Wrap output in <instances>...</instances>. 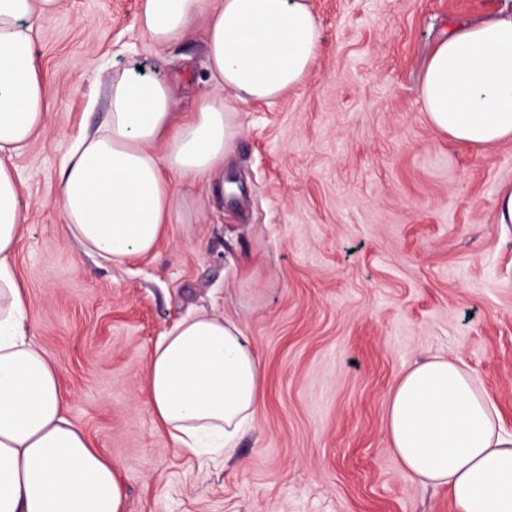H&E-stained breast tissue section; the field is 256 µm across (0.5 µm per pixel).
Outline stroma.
Masks as SVG:
<instances>
[{"mask_svg": "<svg viewBox=\"0 0 512 512\" xmlns=\"http://www.w3.org/2000/svg\"><path fill=\"white\" fill-rule=\"evenodd\" d=\"M321 50L302 86L240 105L232 185L190 231L115 267L82 253L53 206L103 63L170 75L192 111L208 72L200 31L154 49L139 0H64L37 50L54 91L50 138L14 164L28 230L14 260L28 329L74 394L71 413L117 466L126 512H456L390 446L400 375L441 355L482 381L512 432V140L488 151L437 131L420 70L457 20L512 0H312ZM204 309L236 320L264 363L266 397L234 454L175 449L145 391L150 351Z\"/></svg>", "mask_w": 512, "mask_h": 512, "instance_id": "1", "label": "stroma"}]
</instances>
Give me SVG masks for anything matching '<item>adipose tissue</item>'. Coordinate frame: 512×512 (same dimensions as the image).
<instances>
[{"instance_id":"obj_1","label":"adipose tissue","mask_w":512,"mask_h":512,"mask_svg":"<svg viewBox=\"0 0 512 512\" xmlns=\"http://www.w3.org/2000/svg\"><path fill=\"white\" fill-rule=\"evenodd\" d=\"M61 3L0 0V512H125L118 470L72 416L53 355L27 331L31 297L12 268L25 230L13 160L50 133L36 34ZM136 22L157 49L202 30L209 81L183 112L177 84L137 67L92 79L90 102L106 119L66 152L53 204L78 248L116 267L154 253L173 225L198 223L209 200L198 183L223 199L239 104L299 87L321 47L311 0H140ZM418 98L455 141L487 151L512 140V14L452 25L424 64ZM146 393L177 449L221 456L264 401L265 370L233 319L197 311L158 337ZM386 433L420 485L448 489L457 512H512V436L463 364L433 356L406 370Z\"/></svg>"}]
</instances>
